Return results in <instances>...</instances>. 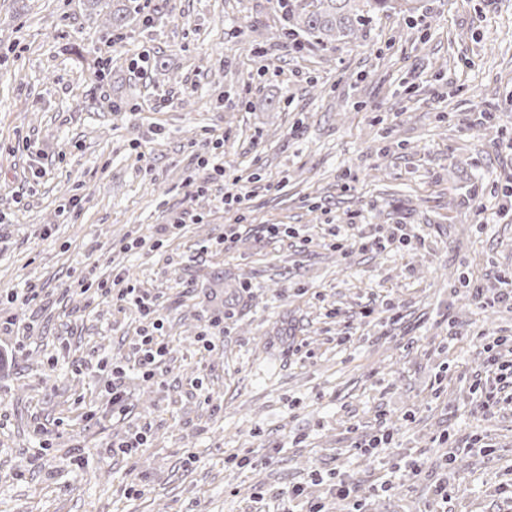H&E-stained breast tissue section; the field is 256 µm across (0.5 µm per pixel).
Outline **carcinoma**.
Wrapping results in <instances>:
<instances>
[{"label": "carcinoma", "instance_id": "1", "mask_svg": "<svg viewBox=\"0 0 512 512\" xmlns=\"http://www.w3.org/2000/svg\"><path fill=\"white\" fill-rule=\"evenodd\" d=\"M109 25L115 32L127 28V22L142 18V25L151 28L162 21L164 14L155 9L145 12L139 0H116ZM421 9V0H288V24L310 38V42L328 46L359 38L363 29L379 14L413 16Z\"/></svg>", "mask_w": 512, "mask_h": 512}]
</instances>
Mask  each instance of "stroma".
Returning <instances> with one entry per match:
<instances>
[{"instance_id":"stroma-1","label":"stroma","mask_w":512,"mask_h":512,"mask_svg":"<svg viewBox=\"0 0 512 512\" xmlns=\"http://www.w3.org/2000/svg\"><path fill=\"white\" fill-rule=\"evenodd\" d=\"M148 4L166 22L119 40L87 0H0V512H278L296 484L348 512L346 476L365 512H426L443 480L455 512H512V405L472 389L485 344L512 340V0H424L328 50L267 41L287 0ZM233 180L249 198L227 209ZM398 224L409 243L361 247ZM90 271L155 300L152 380L144 319ZM101 358L129 369L124 414ZM395 458L420 471L378 492ZM134 293L135 288H125L122 293L120 292L119 299L135 306L140 314L149 321V326L143 329L135 344L138 353V370L144 380L149 381L155 376V366L167 353V345L160 339L159 331L162 329L163 323L158 315L155 303Z\"/></svg>"}]
</instances>
